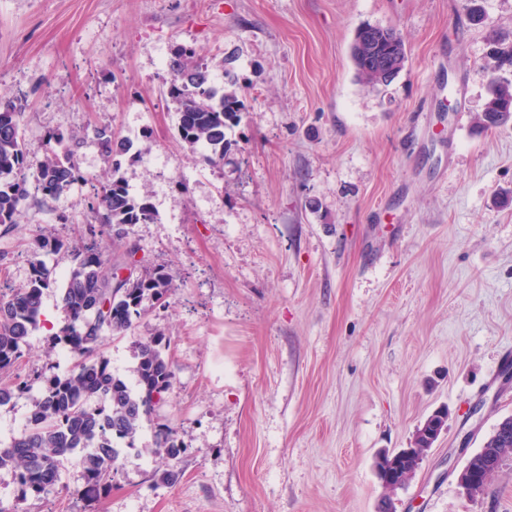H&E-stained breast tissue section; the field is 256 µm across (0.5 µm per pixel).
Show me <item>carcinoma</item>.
Instances as JSON below:
<instances>
[{"label": "carcinoma", "instance_id": "1", "mask_svg": "<svg viewBox=\"0 0 512 512\" xmlns=\"http://www.w3.org/2000/svg\"><path fill=\"white\" fill-rule=\"evenodd\" d=\"M384 38L375 54L391 60L390 74L382 76L380 62H369L370 46L358 29L350 48L357 77L372 86L386 85L403 69L407 55L396 30H382ZM173 79L168 94L178 104L180 139L190 146L210 149L209 163L224 161L227 130L238 120L241 103L235 91L214 85L203 64L179 50L170 61ZM490 69V92L479 123L487 130L512 121V82L495 77ZM25 104L0 97V231L8 234L19 223L29 198L32 180L42 201L56 199L76 183H86L77 152L83 139L93 137L107 163L129 152L132 143L118 139L108 126H93L69 138L52 136L43 160L33 163L25 150L22 118ZM101 184L90 202L91 221L86 240L76 243L43 227L28 242L30 276L18 287L0 292V371L24 357L28 338L41 323L44 294L56 284V270L46 258L60 253L71 257L72 268L59 299L67 324L54 334L53 344L64 345L77 358L66 374L49 380L32 402L28 429L21 436L0 442V469L15 472L23 493L39 494L58 485L61 461L81 456L85 490L95 499L112 486L124 448L133 446L142 418L151 414L174 379L167 350L170 341L158 334L133 341L136 366L134 384L115 375L101 357L105 333L126 335L133 320L148 303L162 305L171 295L173 276L164 266H141L134 276L121 280L126 264L112 258L104 240L122 237L124 227L154 219L148 196L136 195L123 178L115 175ZM429 447L417 437L411 447L382 451L375 461L384 489L379 512H391L392 495L411 481L417 460ZM486 447L501 449L498 466L512 457V416L499 421L486 439ZM183 448L172 430L163 425L156 434V454L163 460L177 458Z\"/></svg>", "mask_w": 512, "mask_h": 512}]
</instances>
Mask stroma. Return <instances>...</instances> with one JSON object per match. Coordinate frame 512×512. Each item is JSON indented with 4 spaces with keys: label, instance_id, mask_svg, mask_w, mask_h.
Masks as SVG:
<instances>
[{
    "label": "stroma",
    "instance_id": "obj_1",
    "mask_svg": "<svg viewBox=\"0 0 512 512\" xmlns=\"http://www.w3.org/2000/svg\"><path fill=\"white\" fill-rule=\"evenodd\" d=\"M0 0V96L26 100L24 139L111 125L131 150L84 175L120 174L156 216L127 226L121 261L168 267L175 290L101 354L133 381L134 338L164 333L175 380L125 449L112 487L86 508L79 456L62 490L7 512H376L374 460L409 447L447 408L445 431L395 512H512V461L483 495L457 482L467 453L512 416V125L483 130L489 68L512 49V0ZM390 27L408 60L389 85L360 81L350 46ZM233 79L243 103L223 163L178 136L167 94L177 48ZM91 184L24 209L0 233V287L30 275L35 225L73 240L91 220ZM58 289L17 370L47 379L73 356ZM183 452L157 472L155 431Z\"/></svg>",
    "mask_w": 512,
    "mask_h": 512
}]
</instances>
